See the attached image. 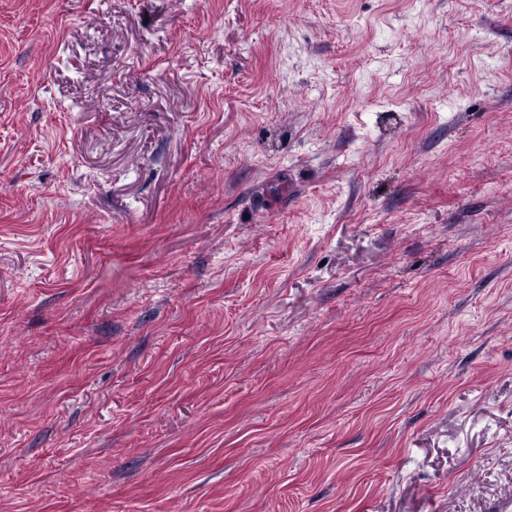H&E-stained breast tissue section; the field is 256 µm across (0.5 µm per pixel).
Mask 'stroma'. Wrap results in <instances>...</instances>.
I'll use <instances>...</instances> for the list:
<instances>
[{"label": "stroma", "mask_w": 512, "mask_h": 512, "mask_svg": "<svg viewBox=\"0 0 512 512\" xmlns=\"http://www.w3.org/2000/svg\"><path fill=\"white\" fill-rule=\"evenodd\" d=\"M512 496V0H0V512Z\"/></svg>", "instance_id": "obj_1"}]
</instances>
